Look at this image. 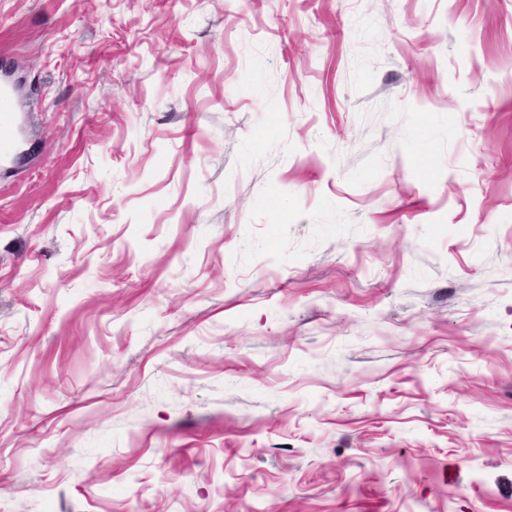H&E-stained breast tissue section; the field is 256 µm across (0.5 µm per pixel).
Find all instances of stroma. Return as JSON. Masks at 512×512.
<instances>
[{
	"mask_svg": "<svg viewBox=\"0 0 512 512\" xmlns=\"http://www.w3.org/2000/svg\"><path fill=\"white\" fill-rule=\"evenodd\" d=\"M0 512H512V0H0Z\"/></svg>",
	"mask_w": 512,
	"mask_h": 512,
	"instance_id": "obj_1",
	"label": "stroma"
}]
</instances>
